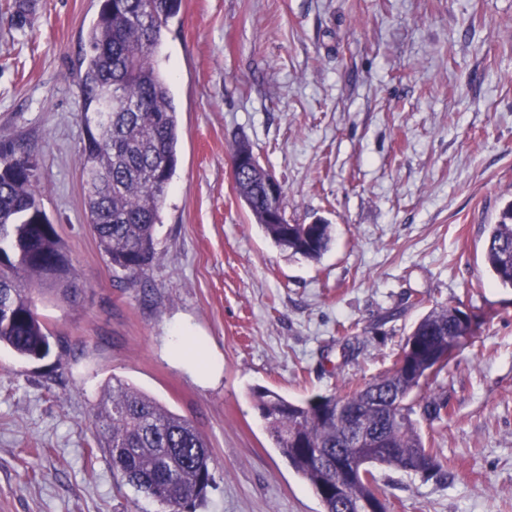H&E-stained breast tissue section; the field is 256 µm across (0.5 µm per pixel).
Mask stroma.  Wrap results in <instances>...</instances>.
I'll list each match as a JSON object with an SVG mask.
<instances>
[{"label": "stroma", "mask_w": 512, "mask_h": 512, "mask_svg": "<svg viewBox=\"0 0 512 512\" xmlns=\"http://www.w3.org/2000/svg\"><path fill=\"white\" fill-rule=\"evenodd\" d=\"M0 0V141L34 154L78 291L41 287L63 342L0 349V512H163L96 448L95 404L121 379L191 419L214 485L196 512H322L273 448L251 392L306 399L380 375L418 319L469 329L414 417L439 475L375 467L391 512H512V289L484 262L512 201V0H181L159 64L180 110L178 164L136 285L89 232L77 72L101 0ZM248 145L286 218L322 217L320 260L278 248L238 198ZM182 341L220 364L201 380Z\"/></svg>", "instance_id": "stroma-1"}]
</instances>
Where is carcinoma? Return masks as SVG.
<instances>
[{
  "label": "carcinoma",
  "mask_w": 512,
  "mask_h": 512,
  "mask_svg": "<svg viewBox=\"0 0 512 512\" xmlns=\"http://www.w3.org/2000/svg\"><path fill=\"white\" fill-rule=\"evenodd\" d=\"M181 0H102L86 33L79 70L86 136L79 163L85 182L87 224L112 270L138 282L157 257L154 227L178 163L179 112L168 75L158 63L163 33ZM258 163L233 172L235 189L256 223L280 248L318 260L332 242V225L290 224L273 205ZM484 261L492 279L512 288V202L487 225ZM72 265L56 227L41 204L35 158L12 143H0V347L23 360H41L52 332L36 312L33 291L48 282L74 289ZM457 306L424 314L400 348L460 336L466 326ZM395 357L383 374L339 392L290 401L258 388L256 408L268 436L289 466L315 491L323 512H337L341 495L363 512L380 505L374 466L430 477L440 469L437 451L425 446L409 399L420 387L425 362L414 375ZM381 432L397 452L377 457L347 439L353 420ZM97 447L112 470L166 512H191L214 484L208 445L193 421L117 379L96 405ZM353 479L344 490L328 487L336 461Z\"/></svg>",
  "instance_id": "cac0c4a2"
}]
</instances>
